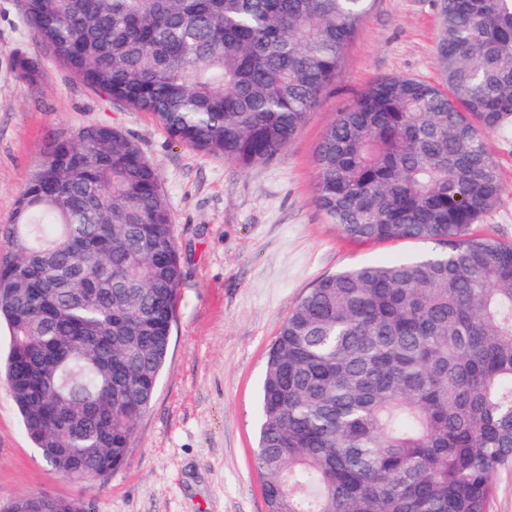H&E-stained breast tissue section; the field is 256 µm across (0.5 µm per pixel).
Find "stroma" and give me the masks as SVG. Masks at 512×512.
<instances>
[{
  "instance_id": "35a3bbf8",
  "label": "stroma",
  "mask_w": 512,
  "mask_h": 512,
  "mask_svg": "<svg viewBox=\"0 0 512 512\" xmlns=\"http://www.w3.org/2000/svg\"><path fill=\"white\" fill-rule=\"evenodd\" d=\"M440 0H375L344 50L333 85L287 150L248 168L175 142L148 112L73 75L23 20L22 0H0V260L20 192L47 140L97 125L131 137L170 205L182 279L169 355L122 467L91 484L51 470L26 437L0 377V510L37 493L90 503L93 512H267L254 465L267 350L300 297L345 268L415 257L426 245L357 242L315 204L321 136L385 77L437 82ZM37 59L21 81L17 54ZM498 201L471 234L512 242V130L490 133Z\"/></svg>"
}]
</instances>
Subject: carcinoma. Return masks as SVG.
Listing matches in <instances>:
<instances>
[{"instance_id":"obj_1","label":"carcinoma","mask_w":512,"mask_h":512,"mask_svg":"<svg viewBox=\"0 0 512 512\" xmlns=\"http://www.w3.org/2000/svg\"><path fill=\"white\" fill-rule=\"evenodd\" d=\"M374 0H26L88 86L243 167L280 156ZM441 82L382 78L324 130L315 203L356 241L431 246L319 279L282 323L260 395L268 512H489L512 465V245L468 233L512 127V0H441ZM20 77L39 71L21 55ZM0 262L3 372L54 471L122 466L166 363L182 279L171 210L116 128L48 140ZM0 512H92L37 493Z\"/></svg>"}]
</instances>
